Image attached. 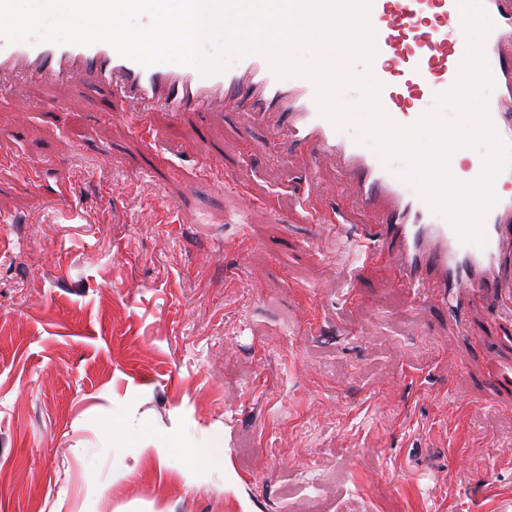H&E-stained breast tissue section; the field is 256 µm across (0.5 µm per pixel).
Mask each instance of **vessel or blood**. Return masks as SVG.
Masks as SVG:
<instances>
[{
  "instance_id": "1",
  "label": "vessel or blood",
  "mask_w": 512,
  "mask_h": 512,
  "mask_svg": "<svg viewBox=\"0 0 512 512\" xmlns=\"http://www.w3.org/2000/svg\"><path fill=\"white\" fill-rule=\"evenodd\" d=\"M482 3L494 24L484 55L499 90L487 101L488 113L498 135L512 144V0ZM368 18L380 104L396 124L409 125L458 79L467 38L457 0H371ZM73 71L86 87L119 89L145 113L158 107L175 114L190 106L202 111L216 101L230 112L253 113L259 122L277 113L278 122L266 127L274 151L302 149L308 169L318 157L334 156L344 184L355 188L367 221L357 227L350 256L387 268L416 297L434 298L455 315L468 301L512 298V169L496 178L497 202L485 218L488 244L481 249L463 242L446 218L394 179L360 141L337 137L335 124L320 111L312 80L279 78L261 54L205 76L160 64L145 68L106 43L0 42L2 86L29 79L50 83Z\"/></svg>"
}]
</instances>
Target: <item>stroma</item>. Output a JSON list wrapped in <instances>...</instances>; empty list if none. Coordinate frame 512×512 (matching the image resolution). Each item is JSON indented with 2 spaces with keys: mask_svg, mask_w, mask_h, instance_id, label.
<instances>
[{
  "mask_svg": "<svg viewBox=\"0 0 512 512\" xmlns=\"http://www.w3.org/2000/svg\"><path fill=\"white\" fill-rule=\"evenodd\" d=\"M92 97L0 93V512H512L493 302L464 336L384 268L337 271L335 160L269 156L248 113L137 129ZM132 420L189 445L103 443Z\"/></svg>",
  "mask_w": 512,
  "mask_h": 512,
  "instance_id": "obj_1",
  "label": "stroma"
}]
</instances>
